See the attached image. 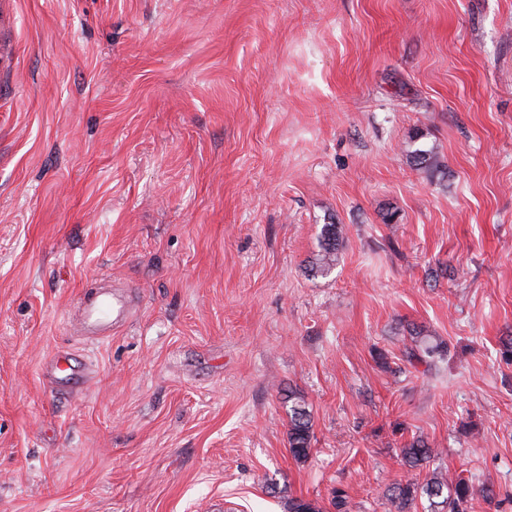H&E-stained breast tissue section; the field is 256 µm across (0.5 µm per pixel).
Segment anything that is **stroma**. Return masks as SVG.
<instances>
[{"label":"stroma","mask_w":512,"mask_h":512,"mask_svg":"<svg viewBox=\"0 0 512 512\" xmlns=\"http://www.w3.org/2000/svg\"><path fill=\"white\" fill-rule=\"evenodd\" d=\"M96 285L139 296L103 339ZM506 338L512 0H0V512H390L436 472L512 512ZM409 149L407 150L409 162L418 171L426 173L429 177H434L436 174L443 173L444 165L440 161L439 156L434 151L433 147L418 146L414 149ZM344 241V227L340 224H325L319 239V254L311 270L314 274H327L338 262ZM292 401L288 442L293 456L301 460L308 457L311 450L312 423L304 399L296 397ZM404 465L411 469L419 467L426 460L438 454L436 448H430L423 440H414L402 448Z\"/></svg>","instance_id":"obj_1"}]
</instances>
